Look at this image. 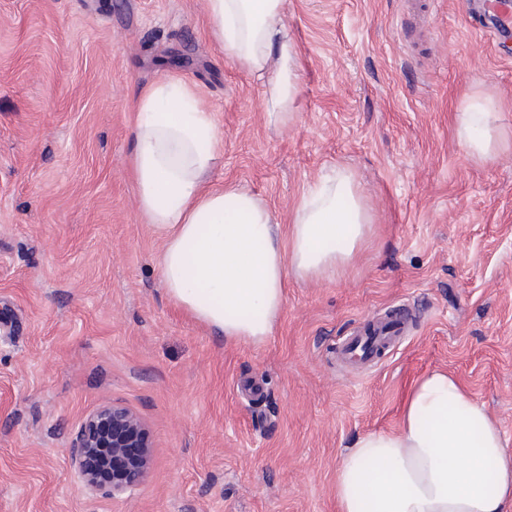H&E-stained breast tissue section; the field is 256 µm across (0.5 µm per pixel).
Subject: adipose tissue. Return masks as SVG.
<instances>
[{
  "label": "adipose tissue",
  "instance_id": "adipose-tissue-1",
  "mask_svg": "<svg viewBox=\"0 0 512 512\" xmlns=\"http://www.w3.org/2000/svg\"><path fill=\"white\" fill-rule=\"evenodd\" d=\"M287 0H206L209 34L262 80L268 125H288L299 56ZM458 140L476 162L512 147L493 95L465 99ZM224 135L203 91L167 76L137 102L129 167L145 224L163 240L156 265L171 301L225 340L259 343L285 308L289 276L335 277L368 240L373 217L353 174L334 169L309 186L281 228L266 203L208 174ZM340 512H512V455L498 424L452 376L412 386L397 431L358 438L336 475Z\"/></svg>",
  "mask_w": 512,
  "mask_h": 512
}]
</instances>
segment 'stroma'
I'll return each instance as SVG.
<instances>
[{
	"label": "stroma",
	"mask_w": 512,
	"mask_h": 512,
	"mask_svg": "<svg viewBox=\"0 0 512 512\" xmlns=\"http://www.w3.org/2000/svg\"><path fill=\"white\" fill-rule=\"evenodd\" d=\"M465 0L410 28L406 0H288L295 118L209 38L204 0H0V512H339L342 455L397 429L423 375L452 374L512 444V151L473 161L465 95L512 127V39ZM198 85L224 132L210 181L288 221L326 169L352 172L372 235L335 278L289 277L261 343L224 340L162 288V241L127 169L140 90ZM420 312L376 364L339 338L394 306ZM116 403L153 464L133 494H89L70 449Z\"/></svg>",
	"instance_id": "obj_1"
}]
</instances>
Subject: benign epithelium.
<instances>
[{
    "mask_svg": "<svg viewBox=\"0 0 512 512\" xmlns=\"http://www.w3.org/2000/svg\"><path fill=\"white\" fill-rule=\"evenodd\" d=\"M71 455L83 485L92 493L112 497L140 486L153 461L144 422L130 408L113 403L99 406L85 416ZM105 460L112 461L110 483H103L98 477Z\"/></svg>",
    "mask_w": 512,
    "mask_h": 512,
    "instance_id": "obj_1",
    "label": "benign epithelium"
}]
</instances>
